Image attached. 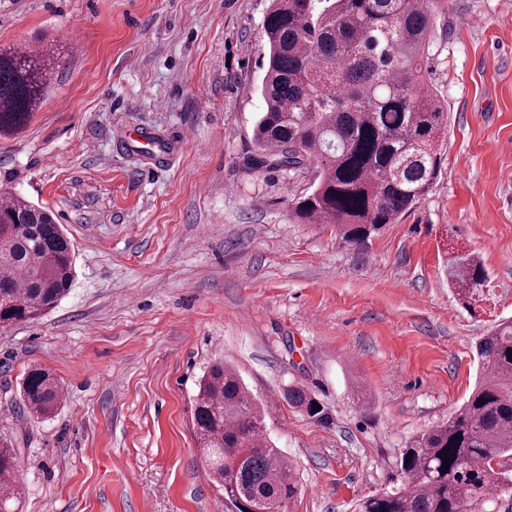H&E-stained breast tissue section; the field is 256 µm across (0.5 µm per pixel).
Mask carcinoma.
Instances as JSON below:
<instances>
[{
    "label": "carcinoma",
    "instance_id": "1",
    "mask_svg": "<svg viewBox=\"0 0 512 512\" xmlns=\"http://www.w3.org/2000/svg\"><path fill=\"white\" fill-rule=\"evenodd\" d=\"M448 0H271L263 20L269 49L254 127L257 169L314 174L291 213L298 224H326L360 245L395 223L431 189L441 171L448 113L426 62ZM55 69L48 51L0 49V131L23 127ZM463 305L486 281L469 253L447 263ZM74 278L71 240L51 211L0 192V327L54 309ZM480 375L468 399L402 450L399 480L361 500L356 512H512V475L493 461L512 455V323L477 346ZM62 389L35 368L23 383V412H53ZM315 394L288 388V403L316 422ZM193 426L208 472L229 503H289L299 491L295 465L265 432L254 396L217 364L194 396ZM458 439H453V436ZM448 461L449 468L442 467ZM18 449L0 438V512H13Z\"/></svg>",
    "mask_w": 512,
    "mask_h": 512
}]
</instances>
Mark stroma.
<instances>
[{"label":"stroma","instance_id":"1","mask_svg":"<svg viewBox=\"0 0 512 512\" xmlns=\"http://www.w3.org/2000/svg\"><path fill=\"white\" fill-rule=\"evenodd\" d=\"M269 4L0 0V48L56 64L27 125L0 135V190L52 210L75 259L54 310L0 328L19 512H228L192 425L220 361L297 465L290 512H354L461 406L478 340L512 320V0H448L427 61L448 112L441 174L358 246L292 222L309 179L253 167ZM140 128L180 145L131 150ZM454 248L487 273L469 308L448 283ZM34 367L65 398L33 420L19 406ZM293 385L327 422L288 404Z\"/></svg>","mask_w":512,"mask_h":512}]
</instances>
